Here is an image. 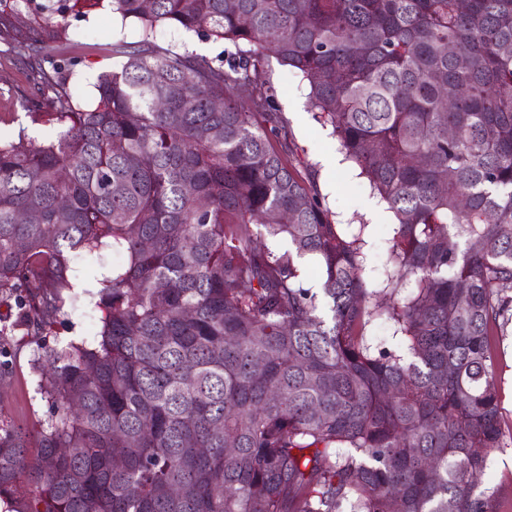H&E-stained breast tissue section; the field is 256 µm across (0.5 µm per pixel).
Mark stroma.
Wrapping results in <instances>:
<instances>
[{"label":"stroma","mask_w":512,"mask_h":512,"mask_svg":"<svg viewBox=\"0 0 512 512\" xmlns=\"http://www.w3.org/2000/svg\"><path fill=\"white\" fill-rule=\"evenodd\" d=\"M68 24L71 42L64 49L52 43L17 47L9 37H0V113H12L15 128L25 129L29 137L38 141L55 135L56 130L31 122L21 107L23 100L36 90L32 63L56 61L63 56L75 58L77 64L64 91L74 105L84 107L96 100L95 84L99 75L122 64L121 58L112 54L113 43L118 40L134 43L140 38L137 23L122 19L106 5L93 10L88 18H69ZM156 40L174 51H190L207 58L223 55L225 49L222 40L203 38L173 27L158 29ZM261 77L274 91L279 116V134L273 140L275 147L313 184L336 223L366 225L365 275L373 282L382 281L393 236L392 213L373 194L353 163L342 159L336 168H325L324 156L338 153L339 147L331 126L321 125L314 119L307 85L272 57L265 61ZM125 262V254L113 248L105 249L94 260L73 254L69 293L75 301L66 307L51 333L0 342L1 422L34 431L40 421L47 419L49 406L37 391L38 378L31 362L72 341L95 342L100 312L87 286L111 275L113 269ZM483 482L498 491L496 512H512V445L491 454Z\"/></svg>","instance_id":"35a3bbf8"}]
</instances>
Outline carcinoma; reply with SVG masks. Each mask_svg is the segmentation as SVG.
Wrapping results in <instances>:
<instances>
[{"mask_svg":"<svg viewBox=\"0 0 512 512\" xmlns=\"http://www.w3.org/2000/svg\"><path fill=\"white\" fill-rule=\"evenodd\" d=\"M100 2L0 0V25L24 9L16 43L67 41L65 14ZM109 2L142 34L112 44L125 62L95 106L45 95L76 62L40 64L23 107L56 137L0 132V289L17 326L51 332L69 252L127 255L101 282L97 345L34 361L52 414L33 434L0 427V501L496 512L482 477L504 447L512 324V0ZM164 24L233 50L175 52L156 42ZM270 55L394 214L383 287L416 290L391 306L364 276L367 225L336 224L272 143ZM281 237L284 252L258 244ZM384 311L403 354L365 336ZM510 330L509 326V336L505 337L503 345H501L505 357L503 356L497 368L501 422L506 432L505 439L509 437V430L512 428V332Z\"/></svg>","mask_w":512,"mask_h":512,"instance_id":"cac0c4a2","label":"carcinoma"}]
</instances>
